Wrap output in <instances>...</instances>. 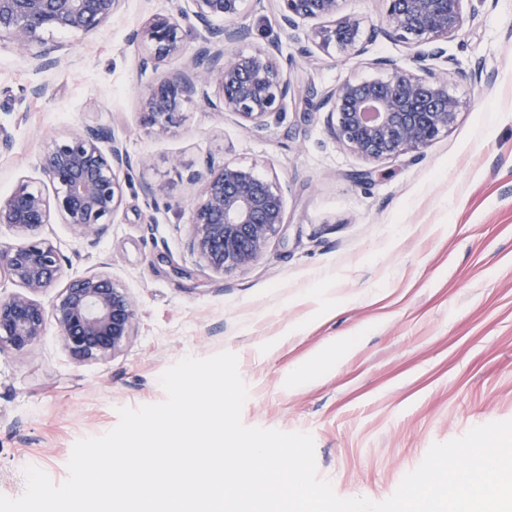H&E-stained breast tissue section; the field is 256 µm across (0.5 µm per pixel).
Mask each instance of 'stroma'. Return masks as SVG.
<instances>
[{"label":"stroma","mask_w":512,"mask_h":512,"mask_svg":"<svg viewBox=\"0 0 512 512\" xmlns=\"http://www.w3.org/2000/svg\"><path fill=\"white\" fill-rule=\"evenodd\" d=\"M172 0H122L111 23L79 40L47 33L66 63L40 71L0 44V199L39 182V162L74 127H103L132 158L107 233L87 248L69 225L43 234L65 280L105 268L134 304L137 333L113 356L75 362L54 323L24 351L0 350V495L19 497L34 466L54 483L78 440L118 422L121 407L164 400L172 364L237 355L249 427L306 432L317 472L342 498L388 499L432 444L512 420V0H486L447 43L449 87L464 104L447 134L417 158L368 163L338 144L327 115L303 100L273 115L264 133L212 109L217 84L199 89L181 125L147 133L142 93L164 70L141 69L133 30L170 12ZM277 0H244L237 22L251 52L282 38ZM412 48L377 38L344 60L314 52L294 84L329 87L373 79L375 59L412 64ZM287 185L285 222L265 254L218 274L186 247L197 202L193 177L224 162ZM364 181H356L358 173ZM163 186L169 209L151 212L145 185ZM155 223H148V216ZM346 355L293 386L289 373L344 339Z\"/></svg>","instance_id":"35a3bbf8"}]
</instances>
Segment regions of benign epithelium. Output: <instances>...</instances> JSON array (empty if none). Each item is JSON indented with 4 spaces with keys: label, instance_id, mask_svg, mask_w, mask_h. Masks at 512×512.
I'll return each instance as SVG.
<instances>
[{
    "label": "benign epithelium",
    "instance_id": "obj_1",
    "mask_svg": "<svg viewBox=\"0 0 512 512\" xmlns=\"http://www.w3.org/2000/svg\"><path fill=\"white\" fill-rule=\"evenodd\" d=\"M121 0H0V42H9L21 57L39 70L62 62L60 48L44 41L46 31L63 30L76 36L98 33ZM189 8L175 0L173 11L156 15L133 34L141 48L143 67L159 68L182 61L140 102L139 125L164 131L180 124L184 106L198 89L211 82L219 86L213 107L238 116L249 132L267 129V119L284 110L288 101L303 97L313 112L327 113L330 135L368 162L403 154L423 155L448 132L461 110V101L448 89V75L432 61L445 55L441 44L463 27L464 0H384L381 24L369 34L349 16L336 18L340 0H278L280 24L298 45L303 57L316 47L335 51L346 60L366 52L378 37L397 38L414 49L415 67L382 60L386 71L373 80L347 79L319 89L296 86L281 61L279 43L244 54L235 46L251 36L236 23L242 0H189ZM224 19V25L214 20ZM328 24L301 29L308 20ZM201 28L206 42L187 52L188 31ZM112 142L109 149L103 144ZM110 132L100 127H75L45 152L40 160L42 181L52 194L21 183L0 199V224L11 227L23 242L0 247V274L21 292L0 297V350L21 351L43 335L54 322L59 340L78 362L106 358L120 350L136 333L133 301L127 291L104 272H93L69 282L47 310L36 296L62 278V259L42 237V229L57 216L86 244H96L107 232L122 203L120 176L133 165ZM201 202L195 205L187 237L189 252L215 273L245 269L265 252L284 224L286 189L248 167L226 163L205 176Z\"/></svg>",
    "mask_w": 512,
    "mask_h": 512
}]
</instances>
